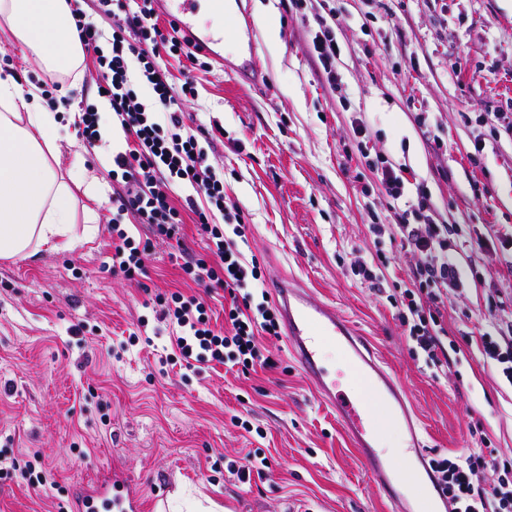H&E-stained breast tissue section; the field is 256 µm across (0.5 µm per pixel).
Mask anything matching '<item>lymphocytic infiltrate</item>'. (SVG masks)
<instances>
[{
    "label": "lymphocytic infiltrate",
    "instance_id": "f902f5d3",
    "mask_svg": "<svg viewBox=\"0 0 512 512\" xmlns=\"http://www.w3.org/2000/svg\"><path fill=\"white\" fill-rule=\"evenodd\" d=\"M71 16L102 80L112 119L127 142L126 150L113 153L109 172L112 235L117 239L113 271L127 281H138L151 240L182 241L186 221H193L207 235V255L185 262L181 269L194 282L228 291L224 324H213L202 296L179 290L155 297L158 321L176 329L181 360L237 367L245 375L256 367H269L259 344L261 336H279L278 313L268 302L255 299L264 285L261 267L258 260H246L239 249L245 223L240 212L227 209L224 172L210 163L207 151L223 138L224 128L188 123L194 72L206 69V62L175 31L159 24L153 0H96L94 15L75 5ZM106 25L111 35L103 33ZM181 56L191 68L176 82L170 78L167 60ZM142 82L150 86L151 100L141 97ZM373 173L410 262L413 285L402 293L398 318L426 362L447 367L449 353L438 329L439 306L448 292L464 285L457 253L474 250L475 245L464 240L449 246L447 225L428 217L411 221L409 210L398 206L405 188L401 171L377 164ZM128 219L143 228L144 237L129 234L124 226ZM476 347L484 362L512 384V314L493 316ZM491 454V449L476 448L433 460L450 512H512V461L492 465ZM490 467L497 483L486 488L476 476Z\"/></svg>",
    "mask_w": 512,
    "mask_h": 512
}]
</instances>
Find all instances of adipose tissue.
I'll return each instance as SVG.
<instances>
[{"label": "adipose tissue", "instance_id": "1", "mask_svg": "<svg viewBox=\"0 0 512 512\" xmlns=\"http://www.w3.org/2000/svg\"><path fill=\"white\" fill-rule=\"evenodd\" d=\"M67 0H0V23L46 69L76 70L84 52ZM59 113L36 86L0 78V259H28L92 240L106 187L84 163L63 166ZM85 204H78V197Z\"/></svg>", "mask_w": 512, "mask_h": 512}]
</instances>
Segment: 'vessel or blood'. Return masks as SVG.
Masks as SVG:
<instances>
[{
  "instance_id": "b4317fda",
  "label": "vessel or blood",
  "mask_w": 512,
  "mask_h": 512,
  "mask_svg": "<svg viewBox=\"0 0 512 512\" xmlns=\"http://www.w3.org/2000/svg\"><path fill=\"white\" fill-rule=\"evenodd\" d=\"M194 0H181L177 11L163 17L189 43L192 51L210 53V40L199 35L187 19ZM288 348L312 389L336 413L346 435L391 512H448V495L431 467L423 442V428L402 384L380 360L362 333L335 307L310 298L306 289L291 286L286 278L271 281ZM336 344L367 382L371 394L349 395L338 390L325 365L326 347ZM383 403L387 416L372 411V400ZM403 433V454L388 456L380 443L386 422ZM77 512H141L139 488L123 473L104 474L79 485Z\"/></svg>"
}]
</instances>
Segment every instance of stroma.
<instances>
[{
    "mask_svg": "<svg viewBox=\"0 0 512 512\" xmlns=\"http://www.w3.org/2000/svg\"><path fill=\"white\" fill-rule=\"evenodd\" d=\"M227 8L237 26L253 28L259 82L227 74L244 51L227 36L219 58L195 74L190 112L224 127L209 156L224 171L227 204L244 213L245 257L264 276L301 282L366 336L402 383L431 455L512 456V385L463 343L496 307L512 309V277L494 257L462 254L465 283L445 299L440 323L463 349L433 374L389 300L409 287L408 265L371 229L372 217L387 215L371 170L385 161L405 169L410 203L429 197L432 216L452 232L487 242L512 231V0H302L295 14L281 0H228ZM326 17L341 49L332 87L310 51ZM59 81L42 97L48 108L100 105L91 58ZM111 226L107 202L92 241L0 260V455L41 462L54 480L34 492L1 473L0 512H70L79 480L115 468L141 485L142 512H154L158 494L164 512H389L284 338L262 339L272 366L247 376L178 364L174 336L145 302L203 292L180 270L206 253L194 224L183 245L154 243L138 286L112 271ZM358 257L382 290L358 276ZM255 453L270 468L240 483L232 470Z\"/></svg>",
    "mask_w": 512,
    "mask_h": 512,
    "instance_id": "35a3bbf8",
    "label": "stroma"
}]
</instances>
